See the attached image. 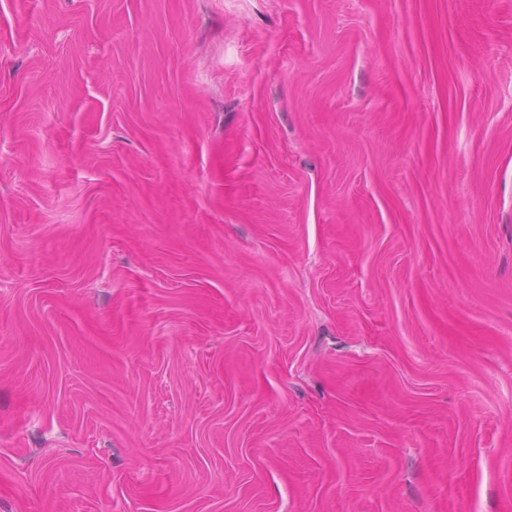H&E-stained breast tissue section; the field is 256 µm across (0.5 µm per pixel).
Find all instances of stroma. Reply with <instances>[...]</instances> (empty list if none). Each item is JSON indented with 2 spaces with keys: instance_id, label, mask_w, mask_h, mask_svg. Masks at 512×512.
<instances>
[{
  "instance_id": "1",
  "label": "stroma",
  "mask_w": 512,
  "mask_h": 512,
  "mask_svg": "<svg viewBox=\"0 0 512 512\" xmlns=\"http://www.w3.org/2000/svg\"><path fill=\"white\" fill-rule=\"evenodd\" d=\"M0 512H512V0H0Z\"/></svg>"
}]
</instances>
